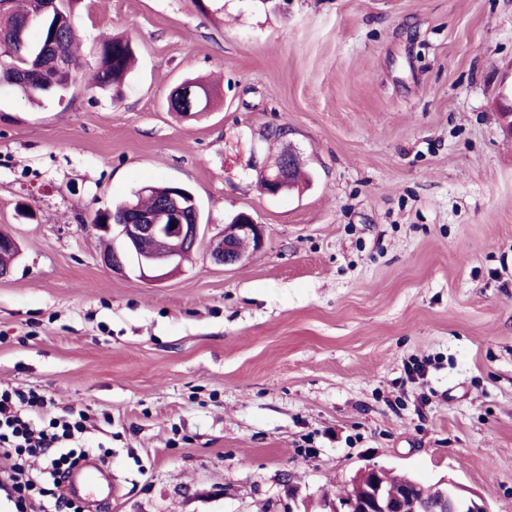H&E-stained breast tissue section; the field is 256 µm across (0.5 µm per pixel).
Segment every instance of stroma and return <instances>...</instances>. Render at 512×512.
<instances>
[{"label":"stroma","instance_id":"obj_1","mask_svg":"<svg viewBox=\"0 0 512 512\" xmlns=\"http://www.w3.org/2000/svg\"><path fill=\"white\" fill-rule=\"evenodd\" d=\"M119 94L0 89V388L89 416L108 512H323L377 464L512 512V0H75ZM205 80L206 111L169 108ZM285 125L313 175L271 197L254 164ZM189 188L178 272L107 269L97 211ZM264 242L210 244L235 215ZM424 366L409 380L408 365ZM97 67L92 77L95 87L120 88L133 60L131 42L127 37L105 36L97 49ZM239 242L243 251L248 243L254 249H258L263 244L261 225L256 224L246 213L238 214L229 224H225L222 235L212 242L209 255L213 263L224 267L241 263L245 253L238 248Z\"/></svg>","mask_w":512,"mask_h":512}]
</instances>
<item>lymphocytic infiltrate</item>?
<instances>
[{
	"label": "lymphocytic infiltrate",
	"mask_w": 512,
	"mask_h": 512,
	"mask_svg": "<svg viewBox=\"0 0 512 512\" xmlns=\"http://www.w3.org/2000/svg\"><path fill=\"white\" fill-rule=\"evenodd\" d=\"M51 404L44 394L0 389V456L13 461L0 474V487L14 512H82L80 503L65 498L60 487L87 454L78 444L87 417L72 410L50 416Z\"/></svg>",
	"instance_id": "1"
}]
</instances>
